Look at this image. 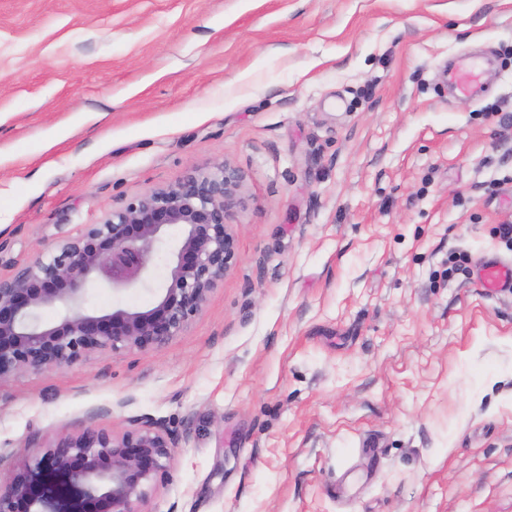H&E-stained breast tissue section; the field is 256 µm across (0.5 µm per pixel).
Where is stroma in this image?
<instances>
[{"label":"stroma","mask_w":512,"mask_h":512,"mask_svg":"<svg viewBox=\"0 0 512 512\" xmlns=\"http://www.w3.org/2000/svg\"><path fill=\"white\" fill-rule=\"evenodd\" d=\"M222 161L223 285L159 349L0 379V480L152 418L150 512H512V290L476 275L512 262V0H0L1 275Z\"/></svg>","instance_id":"35a3bbf8"}]
</instances>
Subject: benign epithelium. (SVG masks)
<instances>
[{"instance_id": "benign-epithelium-1", "label": "benign epithelium", "mask_w": 512, "mask_h": 512, "mask_svg": "<svg viewBox=\"0 0 512 512\" xmlns=\"http://www.w3.org/2000/svg\"><path fill=\"white\" fill-rule=\"evenodd\" d=\"M241 190V175L225 162L193 169L0 276V379L69 367L108 350L147 352L183 333L235 265L231 217ZM174 226L180 237L151 308H83L92 287L147 285ZM47 308L62 313L45 322L40 312ZM175 445L172 434L148 418L119 432L87 427L49 446L36 469L13 470L0 485V512H147L158 484L170 479Z\"/></svg>"}]
</instances>
